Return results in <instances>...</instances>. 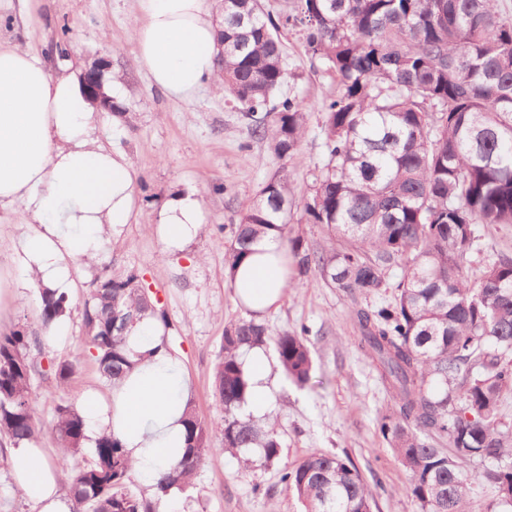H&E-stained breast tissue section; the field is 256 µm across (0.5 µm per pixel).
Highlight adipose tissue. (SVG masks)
Wrapping results in <instances>:
<instances>
[{
    "mask_svg": "<svg viewBox=\"0 0 512 512\" xmlns=\"http://www.w3.org/2000/svg\"><path fill=\"white\" fill-rule=\"evenodd\" d=\"M132 31L150 81L188 100L216 82V28L208 0H137ZM138 171L128 155L95 136L94 108L73 74L50 72L15 43L0 42V208L22 204L29 229L18 264L37 288L71 286L74 261L97 257L102 226L119 230L137 210ZM196 191L167 201L159 212L166 250L177 251L204 221ZM288 283L286 249L277 234L257 241L228 274L235 299L255 315L274 307ZM164 328L147 317L126 333L135 363L108 396L82 401L88 438L117 437L134 469L153 478L182 457V415L189 401L182 366L163 344ZM21 496L38 512H71L61 474L44 449H8Z\"/></svg>",
    "mask_w": 512,
    "mask_h": 512,
    "instance_id": "adipose-tissue-1",
    "label": "adipose tissue"
}]
</instances>
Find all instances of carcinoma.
I'll return each instance as SVG.
<instances>
[{
	"instance_id": "1",
	"label": "carcinoma",
	"mask_w": 512,
	"mask_h": 512,
	"mask_svg": "<svg viewBox=\"0 0 512 512\" xmlns=\"http://www.w3.org/2000/svg\"><path fill=\"white\" fill-rule=\"evenodd\" d=\"M289 28L339 86L320 107L325 161L302 204L306 221L326 227L336 247L318 256L291 236L296 201L277 175L235 225L228 266L274 230L300 269L317 266L349 295L391 289L385 304L354 302L352 316L359 349L394 400L379 433L408 473L406 492L421 512H467L470 482L460 463L480 458L496 462L485 478L512 505V432L500 415L512 393V257L486 263L473 282L463 274L478 225L512 226V22L498 0H293L291 11L275 14L260 0L224 4V95L274 155L295 160L308 109L294 96L271 104L285 79L281 32ZM395 263L401 273L390 283L385 271ZM39 297L37 323L0 333V437L16 444L51 432L72 512H160L162 496L190 487L218 453L255 449L266 462L279 459L275 425L264 429L241 413L250 388L241 352L274 342L287 378L305 386L314 373L307 326L276 336L253 319L225 327L213 371L223 423L215 427L187 405L186 452L159 474L157 497L148 499L133 489V465L112 434H100L90 459L69 469L84 449V419L60 404L47 420L33 397L35 380L63 389L77 371V357L42 363V332L66 316L69 295L43 289ZM148 312L169 325L134 274L98 279L84 301L86 346L107 382L133 367L126 328L109 329L111 316L130 323ZM280 481L303 512L375 505L347 457L311 454L282 469Z\"/></svg>"
}]
</instances>
